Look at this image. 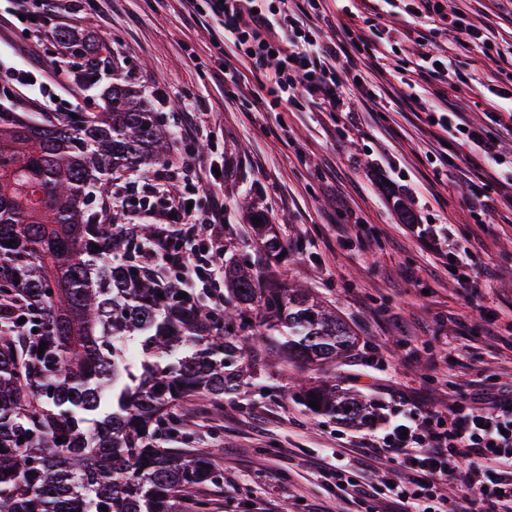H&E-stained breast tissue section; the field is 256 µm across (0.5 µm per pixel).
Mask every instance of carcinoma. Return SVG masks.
<instances>
[{"instance_id": "1", "label": "carcinoma", "mask_w": 512, "mask_h": 512, "mask_svg": "<svg viewBox=\"0 0 512 512\" xmlns=\"http://www.w3.org/2000/svg\"><path fill=\"white\" fill-rule=\"evenodd\" d=\"M54 37L81 60L77 78L97 84L109 65L99 43ZM100 97L101 111L55 123L0 111V512H211L204 489L220 487L223 470L157 443L178 404L250 384L263 368L254 338L316 367L350 352L354 333L306 289L273 286L234 254L214 313L115 260L152 229L101 223L96 194L115 169L166 161L172 136L130 83ZM314 394L320 415L367 418L362 399L328 381L294 397L307 406Z\"/></svg>"}]
</instances>
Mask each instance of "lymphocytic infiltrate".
Listing matches in <instances>:
<instances>
[{"instance_id": "lymphocytic-infiltrate-1", "label": "lymphocytic infiltrate", "mask_w": 512, "mask_h": 512, "mask_svg": "<svg viewBox=\"0 0 512 512\" xmlns=\"http://www.w3.org/2000/svg\"><path fill=\"white\" fill-rule=\"evenodd\" d=\"M179 2L190 19L217 23L211 45L225 82L236 83L243 66L258 82L271 85L289 109L313 106L340 113L345 123L356 122L338 69L353 63L365 40L346 24L339 35H326L328 15L319 0H313L309 17L283 0ZM411 5L418 17L431 22L417 30L418 40L432 45L447 31L455 34L462 51L482 42L465 13L447 12L444 0H411ZM408 71L424 83L413 104L449 139L471 147L465 165L475 178L469 199L475 223H492L494 202L512 212V156L500 151L496 140L501 132L512 136V123L494 113L486 125L467 123L448 101V80L464 83L468 76L454 70L448 57L421 54ZM178 178L209 188L207 202L166 187V180ZM142 185L160 202L152 211L154 235L134 248L142 269L153 276L168 272L169 284L203 293L211 310H223L224 295L216 289L224 275V204L216 195L223 177L198 168L188 153L167 176H144ZM358 446L365 464L353 471H325L351 501L374 498L384 486L391 488L398 512H512V388L463 394L442 410L409 404L385 433L365 435ZM448 485L459 487L461 497L444 494Z\"/></svg>"}]
</instances>
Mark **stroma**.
I'll return each instance as SVG.
<instances>
[{
	"label": "stroma",
	"instance_id": "obj_1",
	"mask_svg": "<svg viewBox=\"0 0 512 512\" xmlns=\"http://www.w3.org/2000/svg\"><path fill=\"white\" fill-rule=\"evenodd\" d=\"M469 9L501 51L512 50V16L488 13L475 0H449ZM0 0V62L37 70L58 59L53 33L76 27L104 43L118 77L148 100L156 121L174 131L186 105L202 112L208 139L193 142L201 165L224 166V238L233 251L265 269L277 284L296 285L336 310L354 330L357 344L336 364L298 371L272 361L274 344L254 346L267 365L252 385L223 403L193 397L180 405L181 425L171 448L214 454L224 470L221 488L209 490L212 512H305L335 502L337 488L320 476L335 462V451L357 437L381 433L399 411V398L443 408L457 392L512 384V350L483 336L470 301L447 270L448 258L420 237V224L441 226L451 243L469 244L485 265L491 286L482 301L493 312L512 310V223L477 226L466 206L465 169H440L436 156L470 152L468 143L432 142L410 107V88L393 66L416 58L421 47L406 40V14L378 19L368 13L352 20L370 47L385 55L387 72L363 70L367 88L387 104L375 112L366 97L351 92L356 125L316 108L292 112L277 105L269 86L241 71L237 86L214 73L210 35L184 17L176 0H93L78 15L57 10L33 35ZM470 82L450 92L456 109L476 123L487 113L508 118L486 88L494 67L480 46L452 51ZM58 111L39 104L38 89L5 95L0 106L45 122L58 113L96 112L94 87L69 71L54 78ZM405 201L414 221L401 223L396 205ZM272 224L288 259L278 263L256 241L253 211ZM366 224L377 235H357ZM422 345L411 355L408 342ZM330 381L358 394L374 408L364 426H351L305 409L292 394V380Z\"/></svg>",
	"mask_w": 512,
	"mask_h": 512
}]
</instances>
